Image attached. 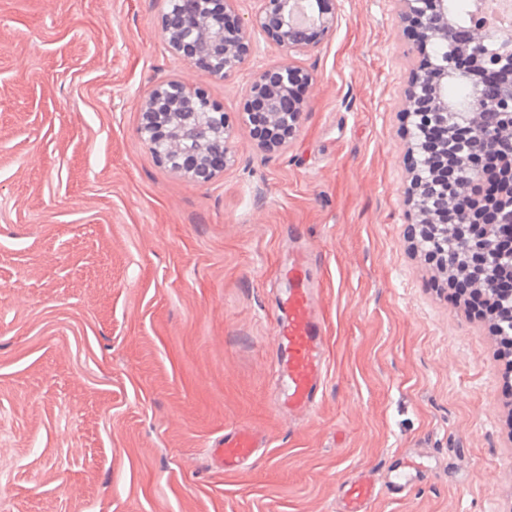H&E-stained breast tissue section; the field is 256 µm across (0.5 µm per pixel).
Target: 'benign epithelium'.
I'll list each match as a JSON object with an SVG mask.
<instances>
[{
    "label": "benign epithelium",
    "instance_id": "7a95c632",
    "mask_svg": "<svg viewBox=\"0 0 512 512\" xmlns=\"http://www.w3.org/2000/svg\"><path fill=\"white\" fill-rule=\"evenodd\" d=\"M236 0H169L162 18V35L172 52L186 64L211 77L224 79L253 53L251 33L262 34L287 53L307 52L320 46L336 29V0H315L314 20L297 19L300 0H257L258 7L246 22L236 24L227 33L225 15ZM401 21L408 30L417 32L414 43L428 46L446 45V52L435 58L423 71H415L403 102V111L416 118L414 127L424 132L434 121L445 136L437 148L419 143L426 176H416L409 201L419 219L420 236L438 232L448 235V228L433 225L436 209L448 208V202L469 199L472 175L479 171L481 159L498 150L500 140L512 137V62L499 68L503 92L499 101L505 110L507 127H484L471 124L468 146L456 142L454 112L476 115L487 102L479 97L460 105L448 100V84L465 82L482 87L488 75L483 57L493 40L484 27H471L459 38L457 19L448 0H398ZM469 57L467 68L458 66L460 56ZM311 75L288 62L279 63L256 74L246 92L241 111V125L249 128L264 150L288 149L301 126L307 109L304 97L294 98L293 87L308 86ZM142 120L138 134L160 162L184 177L208 183L235 162L234 127L229 124L224 107L211 99L203 87H192L169 77L153 84L140 102ZM460 233L471 240L468 268L480 276L508 264L512 255L500 252L495 243V225L481 224L474 211L463 207Z\"/></svg>",
    "mask_w": 512,
    "mask_h": 512
}]
</instances>
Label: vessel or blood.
Returning <instances> with one entry per match:
<instances>
[{
	"instance_id": "vessel-or-blood-1",
	"label": "vessel or blood",
	"mask_w": 512,
	"mask_h": 512,
	"mask_svg": "<svg viewBox=\"0 0 512 512\" xmlns=\"http://www.w3.org/2000/svg\"><path fill=\"white\" fill-rule=\"evenodd\" d=\"M287 282L281 299L273 340L277 362L275 378L279 399L289 418H311L319 403V389L327 372L324 328L317 317L319 295L309 274V257L298 254L283 272ZM263 436L250 428H239L224 435L213 448L225 473L238 472L264 447ZM423 462L411 454L402 455L388 478L389 489L404 491L422 475ZM380 489L371 474L362 473L344 481L339 490V512H371Z\"/></svg>"
}]
</instances>
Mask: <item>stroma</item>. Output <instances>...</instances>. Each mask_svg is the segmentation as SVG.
Returning a JSON list of instances; mask_svg holds the SVG:
<instances>
[{
	"instance_id": "stroma-1",
	"label": "stroma",
	"mask_w": 512,
	"mask_h": 512,
	"mask_svg": "<svg viewBox=\"0 0 512 512\" xmlns=\"http://www.w3.org/2000/svg\"><path fill=\"white\" fill-rule=\"evenodd\" d=\"M165 0H0V512H336L405 452L430 466L372 512H512L511 409L488 322L448 300L407 202L405 91L418 58L397 0H337L288 54L256 37L222 80L161 34ZM309 71L287 150L239 127L256 70ZM205 87L236 162L199 184L137 134L156 79ZM300 251L328 346L320 405L288 419L273 325ZM264 433L235 474L226 431Z\"/></svg>"
}]
</instances>
